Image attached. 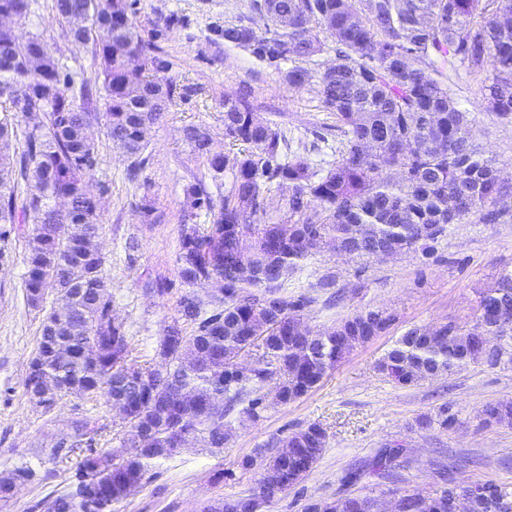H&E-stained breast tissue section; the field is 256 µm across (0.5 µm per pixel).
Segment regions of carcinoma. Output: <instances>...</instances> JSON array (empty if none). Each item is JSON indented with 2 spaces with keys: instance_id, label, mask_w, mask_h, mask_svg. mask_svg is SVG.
Wrapping results in <instances>:
<instances>
[{
  "instance_id": "carcinoma-1",
  "label": "carcinoma",
  "mask_w": 512,
  "mask_h": 512,
  "mask_svg": "<svg viewBox=\"0 0 512 512\" xmlns=\"http://www.w3.org/2000/svg\"><path fill=\"white\" fill-rule=\"evenodd\" d=\"M31 10L32 0H0V17L25 20ZM51 11L74 41L94 45L97 72L76 89L40 35L18 40L0 28V224L31 225L25 288L32 306L49 289L61 296L80 289L68 323L56 324L51 313L43 319L32 357L37 372L25 375L26 391L47 390L48 409L79 381L85 397L120 400L128 412L116 448L95 447L94 419L71 422L59 445L84 455L47 512L76 504L81 512H112L183 435L224 447L226 415L238 409L257 419L270 393L277 404L298 400L353 348L392 325L394 315L372 309L326 332L297 329L313 298L282 288L317 240L340 254L393 256L418 246L428 252L449 225L471 217L506 223L500 203L512 186L474 141V119L460 107L451 73L489 69L485 109L512 122V0L493 9L484 0H251L263 26L224 22V43L249 51L291 87L315 84L336 125L296 138L257 117L249 96L237 95L224 98L227 152H212L204 129H184L224 196L214 198L202 180L185 188L187 217L204 210L211 222L180 229L176 262L188 291L178 318L163 329L158 368L133 359L129 337L110 316L105 259L94 244L97 203L85 182L99 145L82 104L104 97L106 135L129 155L135 177L145 164L146 129L198 89L173 82L172 61L158 45L175 16L146 33L136 0H51ZM329 43L330 67L307 68ZM327 149L336 159L313 168L308 155ZM57 196L69 201L62 212L52 207ZM284 224L300 226L301 236L277 242ZM203 285L214 290L209 310L189 291ZM504 310H512V272L480 293L473 323L408 330L379 359L378 371L410 386L483 362L481 337H512V323L497 320ZM244 354L252 364L247 375L234 370ZM482 414L512 424V401L489 403ZM325 447L324 429L309 425L260 461L256 491L216 500L204 512H262L308 475ZM396 452L375 456L369 473L384 474ZM34 478L30 467L16 468L0 482V498ZM91 486L105 495L84 496ZM456 491L444 486L418 496L410 512H448ZM477 491V512L512 504L511 487L488 481ZM374 503L346 495L309 503L305 512H373Z\"/></svg>"
}]
</instances>
